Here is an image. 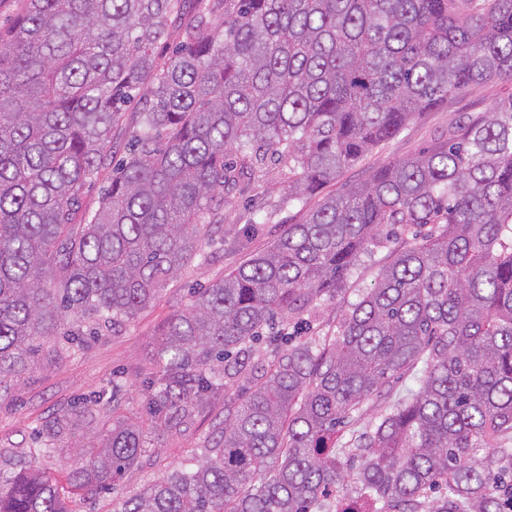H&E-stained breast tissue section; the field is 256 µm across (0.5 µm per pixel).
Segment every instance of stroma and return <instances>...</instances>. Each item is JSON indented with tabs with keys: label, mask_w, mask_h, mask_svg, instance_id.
<instances>
[{
	"label": "stroma",
	"mask_w": 512,
	"mask_h": 512,
	"mask_svg": "<svg viewBox=\"0 0 512 512\" xmlns=\"http://www.w3.org/2000/svg\"><path fill=\"white\" fill-rule=\"evenodd\" d=\"M510 91L512 79L506 77L464 89L450 98L447 104L423 113L399 135L369 152L356 166L330 183L327 193H342L348 185L363 181L371 172L390 162L413 156L446 139L450 126L468 113L488 111ZM130 131L131 124L127 121L113 129L110 143L112 162L100 171L95 184L86 189L82 198L84 209L97 208L103 190L112 181L114 163L120 162L126 153ZM319 202L316 196L289 201L287 169L279 164H268L262 181L252 185L244 196L235 197L232 204L224 208V234L229 237L248 223L253 206H262L266 220L253 233L246 248L210 251L205 262L195 261L185 267L169 289L134 319L88 339L82 347L70 350L59 362L37 364L25 373L23 380L1 385L0 449H14L21 453L22 459L16 465L0 459V474L8 476L21 467L45 468L56 478L65 479L79 459L78 444L93 439L97 423L73 429V447L56 449L51 458L26 456V447L30 446L35 430L44 420L82 396L111 389L115 380L124 383L118 397L122 415L145 422L142 401L156 372L153 358L155 343L171 315L187 304L189 290L207 286L252 255L265 251L288 225L302 223ZM382 260V255H375L355 270L346 293L324 296L316 301V316L312 322L314 334L322 336L335 328L348 304L356 302L363 289L373 286ZM419 375V369L410 370L393 383L387 399L364 404L351 424L342 428L340 445L352 448V431L368 430L380 414L409 397L418 388ZM224 398L215 396L208 409L180 428L147 429L146 450L137 465L124 474L114 489L72 498L69 504L71 512H117L123 501L138 494L148 484L187 461L199 459L212 446L224 420Z\"/></svg>",
	"instance_id": "35a3bbf8"
}]
</instances>
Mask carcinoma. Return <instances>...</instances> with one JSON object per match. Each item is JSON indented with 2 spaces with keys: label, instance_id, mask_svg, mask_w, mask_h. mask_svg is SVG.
Returning a JSON list of instances; mask_svg holds the SVG:
<instances>
[{
  "label": "carcinoma",
  "instance_id": "obj_1",
  "mask_svg": "<svg viewBox=\"0 0 512 512\" xmlns=\"http://www.w3.org/2000/svg\"><path fill=\"white\" fill-rule=\"evenodd\" d=\"M168 62L156 47L182 0H23L0 33V382L47 343L70 350L148 307L205 261L224 204L269 162L288 201L316 195L417 115L472 83L512 77V0H196ZM139 98L120 175L94 211L85 186ZM209 222H201L202 217ZM412 241L401 243L403 232ZM388 252L336 331L289 344ZM286 346L224 401L208 454L121 512H314L347 463L338 433L390 380L423 363L412 398L359 436L362 501L337 512H505L512 459V94L448 139L322 198L271 247L193 292L160 333L148 420L176 427L243 373L232 357ZM104 394L45 420L34 455L96 417ZM68 486L31 470L0 481V512H68L66 490H109L145 448L143 427L102 424Z\"/></svg>",
  "mask_w": 512,
  "mask_h": 512
}]
</instances>
